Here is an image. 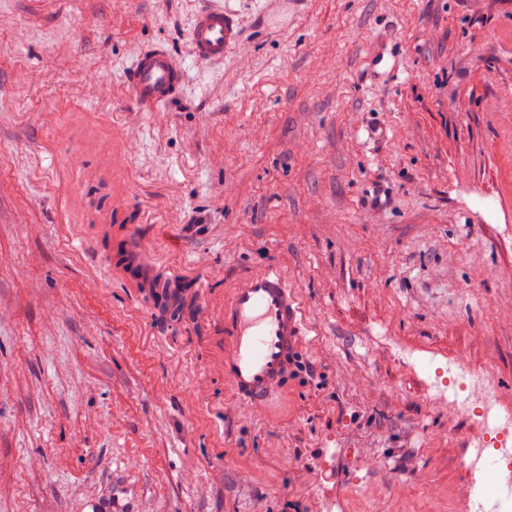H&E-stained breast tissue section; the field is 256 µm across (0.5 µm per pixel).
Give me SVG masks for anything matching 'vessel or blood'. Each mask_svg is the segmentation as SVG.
I'll list each match as a JSON object with an SVG mask.
<instances>
[{"label": "vessel or blood", "instance_id": "b4317fda", "mask_svg": "<svg viewBox=\"0 0 512 512\" xmlns=\"http://www.w3.org/2000/svg\"><path fill=\"white\" fill-rule=\"evenodd\" d=\"M196 58L226 57L241 37L238 14L214 4L196 12L189 27ZM184 79L163 47L139 52L126 80L136 100L147 107L167 104ZM224 379L236 397L260 407L285 384L304 334L302 306L275 267L244 276L224 302Z\"/></svg>", "mask_w": 512, "mask_h": 512}]
</instances>
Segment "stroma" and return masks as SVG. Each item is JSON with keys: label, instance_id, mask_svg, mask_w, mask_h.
<instances>
[{"label": "stroma", "instance_id": "obj_1", "mask_svg": "<svg viewBox=\"0 0 512 512\" xmlns=\"http://www.w3.org/2000/svg\"><path fill=\"white\" fill-rule=\"evenodd\" d=\"M204 2L0 0V512L477 507L497 457L428 387L461 358L512 408V0H223L242 39L200 62ZM157 45L185 79L146 108ZM274 263L311 370L262 411L224 301ZM126 80L141 105L157 107L172 99L184 73L165 48L155 46L139 52Z\"/></svg>", "mask_w": 512, "mask_h": 512}]
</instances>
